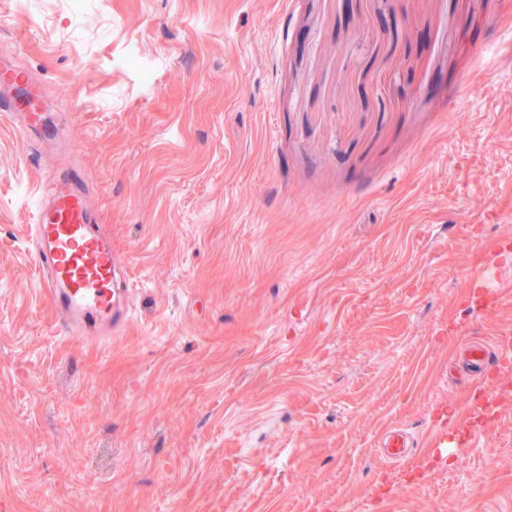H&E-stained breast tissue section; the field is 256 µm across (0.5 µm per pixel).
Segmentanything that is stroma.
<instances>
[{
  "instance_id": "35a3bbf8",
  "label": "stroma",
  "mask_w": 512,
  "mask_h": 512,
  "mask_svg": "<svg viewBox=\"0 0 512 512\" xmlns=\"http://www.w3.org/2000/svg\"><path fill=\"white\" fill-rule=\"evenodd\" d=\"M85 2L0 0V62L41 79L133 313L56 333L52 150L0 121V512H512V396L433 440L495 384L461 348L512 332V0Z\"/></svg>"
}]
</instances>
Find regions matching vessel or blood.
Here are the masks:
<instances>
[{"mask_svg": "<svg viewBox=\"0 0 512 512\" xmlns=\"http://www.w3.org/2000/svg\"><path fill=\"white\" fill-rule=\"evenodd\" d=\"M0 115L37 145L58 141L63 131L46 114V93L29 70L0 69ZM49 192L38 194L31 226L34 255L43 273L40 288L54 311L57 329L70 340L102 344L120 335L130 320V303L114 286L124 276L112 238L102 224L85 184L82 167H48ZM512 367V337L492 348L466 345L459 368L473 379Z\"/></svg>", "mask_w": 512, "mask_h": 512, "instance_id": "1", "label": "vessel or blood"}]
</instances>
